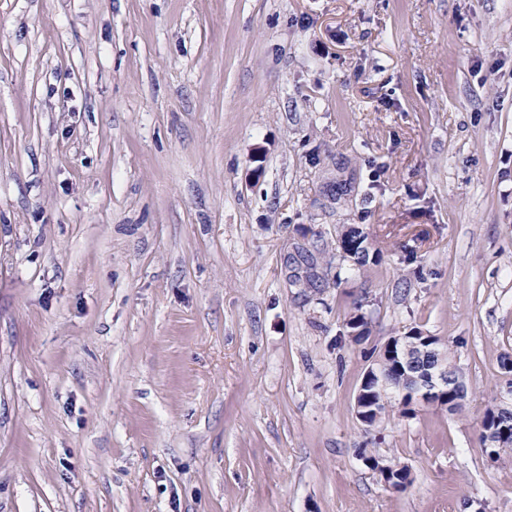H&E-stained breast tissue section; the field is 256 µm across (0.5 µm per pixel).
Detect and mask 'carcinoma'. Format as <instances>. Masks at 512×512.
I'll use <instances>...</instances> for the list:
<instances>
[{
	"label": "carcinoma",
	"instance_id": "obj_1",
	"mask_svg": "<svg viewBox=\"0 0 512 512\" xmlns=\"http://www.w3.org/2000/svg\"><path fill=\"white\" fill-rule=\"evenodd\" d=\"M369 237L365 227L354 224L347 227L341 234V243L344 244L346 259L352 265L361 269L374 263L378 255L366 246ZM318 241L311 239L306 246L300 248V254L308 267L313 269L319 266ZM347 327L353 332L352 340L361 342L367 339V321L362 314H354L347 321ZM427 336L420 330H412L405 334L402 343L410 352L414 363L408 365L388 355L378 353L372 364L376 377L369 380L363 387L360 397L361 422L368 427H377L391 411H397L400 416L407 417L412 412L409 396L423 380L425 374L437 362L448 365V375L456 374V365L453 363L449 348L441 339H436L437 353L423 355ZM465 391L451 389L441 401L443 410L454 414L462 410ZM481 426L483 432L480 441L485 451L499 458L503 455L512 456V407L508 404L494 405L485 410ZM388 466L387 470L379 473L381 480L387 483L392 490L400 492L405 490L413 481L411 470L389 459L382 460Z\"/></svg>",
	"mask_w": 512,
	"mask_h": 512
}]
</instances>
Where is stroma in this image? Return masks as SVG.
Instances as JSON below:
<instances>
[{"mask_svg": "<svg viewBox=\"0 0 512 512\" xmlns=\"http://www.w3.org/2000/svg\"><path fill=\"white\" fill-rule=\"evenodd\" d=\"M414 328L464 407L366 430ZM506 354L512 0H0V512H512ZM365 229L361 224H354L347 227L341 234L340 245L344 244V249L348 252L345 258L351 261L357 269L364 268L379 258L378 254L372 252L370 247L365 245L369 240ZM480 441L486 452L500 458L512 456V408L507 403L485 410ZM484 429V430H483ZM491 431L490 435L486 432ZM379 463L388 466L386 471L381 470L379 474L383 483H387L396 492L404 491L413 481L411 470L406 465H401L386 458Z\"/></svg>", "mask_w": 512, "mask_h": 512, "instance_id": "obj_1", "label": "stroma"}]
</instances>
